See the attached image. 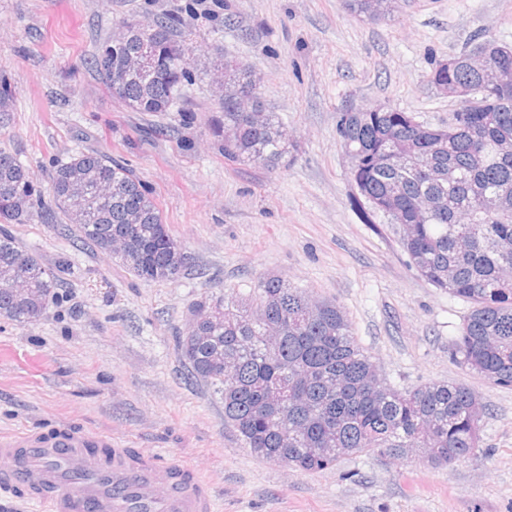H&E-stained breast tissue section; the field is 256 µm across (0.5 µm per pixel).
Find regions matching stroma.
Wrapping results in <instances>:
<instances>
[{"mask_svg":"<svg viewBox=\"0 0 512 512\" xmlns=\"http://www.w3.org/2000/svg\"><path fill=\"white\" fill-rule=\"evenodd\" d=\"M164 15L192 49V80L178 111L134 112L91 60L119 22ZM477 35L512 47V0H399L381 21L343 0H0V148L45 190L79 152L124 162L192 263L147 281L59 225H8L58 286L38 321L0 318V434L108 431L211 478L217 512H512V387L455 362L468 303L419 275L387 216L359 209L337 133L349 105L447 125L458 102L431 74ZM219 53L259 78L264 110L288 131L279 167L229 161L211 135L221 98L208 65ZM268 273L335 300L391 386L475 390L480 451L447 466L352 455L320 473L255 458L225 424L220 395L187 378L178 340L196 300L249 295Z\"/></svg>","mask_w":512,"mask_h":512,"instance_id":"1","label":"stroma"}]
</instances>
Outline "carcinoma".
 <instances>
[{
  "mask_svg": "<svg viewBox=\"0 0 512 512\" xmlns=\"http://www.w3.org/2000/svg\"><path fill=\"white\" fill-rule=\"evenodd\" d=\"M162 17L128 28L116 45L105 40L92 65L113 98L133 112H170L177 87L192 81L190 47ZM485 49L512 69V53L480 36L451 68L431 82L449 93L483 89L484 108L460 112L456 127L432 129L402 111L368 108L340 113L343 147L355 153L353 181L372 209L396 212L401 244L421 277L471 304L453 351L456 361L491 384L512 386V89L469 69L465 57ZM214 71L232 94L211 117L212 133L232 140L224 157L278 167L292 147L272 112L261 125L247 111L258 104L241 61L215 57ZM50 202L11 153L0 150V224H23L38 214L82 239L135 276L170 281L185 274L181 244L170 234L142 180L125 164L80 152L57 165ZM130 241L122 254L114 243ZM28 291L16 289L15 276ZM55 298L54 277L0 230V317L39 320ZM196 305L211 315L190 323L179 338L188 374L224 398V423L263 461L320 472L353 454L404 457L415 451L436 466L481 448L480 396L464 384L429 383L396 389L356 343L335 301L316 299L274 275L248 298L206 296ZM288 389L268 404L270 387Z\"/></svg>",
  "mask_w": 512,
  "mask_h": 512,
  "instance_id": "1",
  "label": "carcinoma"
}]
</instances>
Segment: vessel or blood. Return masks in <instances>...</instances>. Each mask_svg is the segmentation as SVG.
I'll use <instances>...</instances> for the list:
<instances>
[{"label": "vessel or blood", "instance_id": "obj_1", "mask_svg": "<svg viewBox=\"0 0 512 512\" xmlns=\"http://www.w3.org/2000/svg\"><path fill=\"white\" fill-rule=\"evenodd\" d=\"M0 497L35 512H217L197 468L70 425L0 434Z\"/></svg>", "mask_w": 512, "mask_h": 512}]
</instances>
